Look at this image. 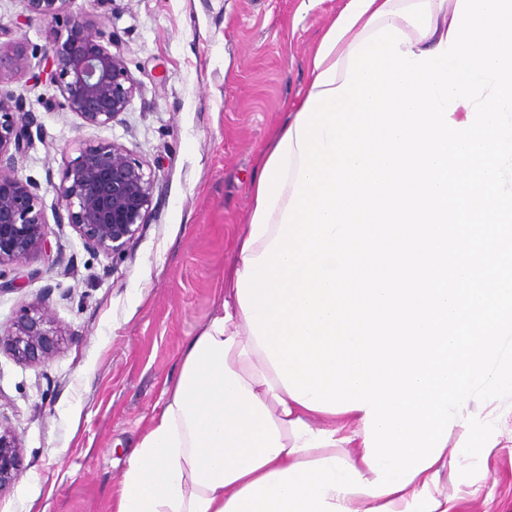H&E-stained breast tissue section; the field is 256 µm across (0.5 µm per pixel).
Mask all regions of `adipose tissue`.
Segmentation results:
<instances>
[{
  "label": "adipose tissue",
  "mask_w": 512,
  "mask_h": 512,
  "mask_svg": "<svg viewBox=\"0 0 512 512\" xmlns=\"http://www.w3.org/2000/svg\"><path fill=\"white\" fill-rule=\"evenodd\" d=\"M453 15L448 0H342L308 63L306 91L345 80L348 53L386 25L405 32L404 51L436 50ZM296 103L267 143L250 184L246 230L238 259L219 292L218 309L186 344L179 372L130 449L112 512H222L245 487L300 462L340 457L365 482L376 475L364 460L365 411L308 409L284 388L240 307L237 280L277 235L300 167ZM448 456L402 490L373 497L328 491L350 512H455L448 493Z\"/></svg>",
  "instance_id": "ef3b65f1"
}]
</instances>
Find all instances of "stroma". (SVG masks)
I'll return each mask as SVG.
<instances>
[{"mask_svg":"<svg viewBox=\"0 0 512 512\" xmlns=\"http://www.w3.org/2000/svg\"><path fill=\"white\" fill-rule=\"evenodd\" d=\"M339 0H69L72 16L102 23L138 86L112 126H89L58 88L18 76L39 128L18 161L39 186L52 251L17 265L0 293V327L40 302L63 331L41 365L0 351V414L22 443V471L0 512H110L127 453L164 403L186 341L217 310V294L246 228L261 154L304 93L307 64ZM47 20L24 0H0V28L31 52ZM115 142L152 170L148 223L116 267L58 225L55 188L80 145ZM500 444L477 472L453 477L456 512H512V401L495 422Z\"/></svg>","mask_w":512,"mask_h":512,"instance_id":"1","label":"stroma"}]
</instances>
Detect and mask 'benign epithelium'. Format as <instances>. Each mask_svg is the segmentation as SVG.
Here are the masks:
<instances>
[{
  "mask_svg": "<svg viewBox=\"0 0 512 512\" xmlns=\"http://www.w3.org/2000/svg\"><path fill=\"white\" fill-rule=\"evenodd\" d=\"M30 14L60 20L66 0H24ZM99 25L66 18L49 31L34 85H56L65 107L86 124L108 127L126 111L137 90L121 55L112 52ZM21 46L0 43V84L29 70ZM36 116L23 101L0 91V281L9 288L10 266L47 252V223L38 185L19 175L18 157L32 141ZM57 224H69L86 247L115 265L140 237L151 210L154 179L144 163L125 147L112 143L79 149L55 188ZM63 332L48 307L25 306L16 320L0 331V348L19 362L39 365L60 350ZM22 469L17 433L0 413V494Z\"/></svg>",
  "mask_w": 512,
  "mask_h": 512,
  "instance_id": "obj_1",
  "label": "benign epithelium"
}]
</instances>
